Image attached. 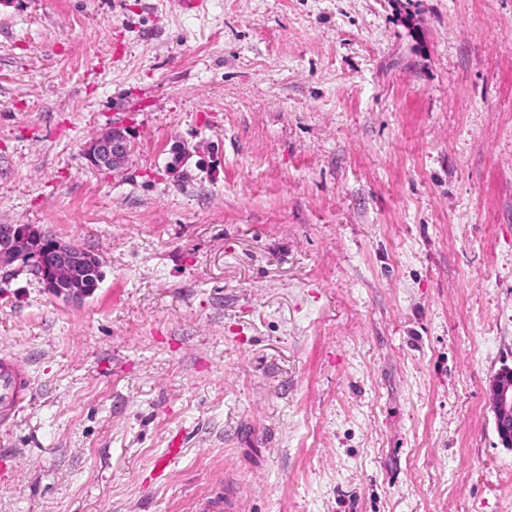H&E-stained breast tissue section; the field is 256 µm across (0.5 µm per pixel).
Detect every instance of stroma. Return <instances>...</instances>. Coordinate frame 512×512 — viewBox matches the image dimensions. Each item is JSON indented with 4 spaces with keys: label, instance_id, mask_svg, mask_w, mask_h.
Instances as JSON below:
<instances>
[{
    "label": "stroma",
    "instance_id": "stroma-1",
    "mask_svg": "<svg viewBox=\"0 0 512 512\" xmlns=\"http://www.w3.org/2000/svg\"><path fill=\"white\" fill-rule=\"evenodd\" d=\"M0 224V512H512V0H0ZM131 150L130 141L117 128L108 130L95 138L86 148L85 156L91 165L113 172L121 168ZM46 231L52 234L49 230L46 229ZM46 231L43 227L32 224H0V262L23 258L15 260L9 267L17 263L16 266L28 268L38 275L40 270L36 264L39 261L37 252L39 246L35 247V245L46 238ZM49 255L40 265L42 276L57 296L66 301H81L91 294L92 285L86 288L89 271L97 265L98 279L95 289L101 280V264L97 259L94 264L90 255L83 249L71 244H64L53 237L48 247ZM94 289V290H95ZM93 290V293L95 292ZM92 293V294H93ZM91 294V295H92ZM31 392L28 372L11 355L0 356V417L11 420L27 401ZM491 399L498 437L512 448V370L502 369L491 384Z\"/></svg>",
    "mask_w": 512,
    "mask_h": 512
}]
</instances>
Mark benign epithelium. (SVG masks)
Instances as JSON below:
<instances>
[{
  "label": "benign epithelium",
  "mask_w": 512,
  "mask_h": 512,
  "mask_svg": "<svg viewBox=\"0 0 512 512\" xmlns=\"http://www.w3.org/2000/svg\"><path fill=\"white\" fill-rule=\"evenodd\" d=\"M131 150L130 141L119 129L108 130L86 148L89 163L100 169L116 171ZM46 238L44 228L32 224H0V261H11L33 254L35 245ZM49 255L41 264L43 278L52 291L67 301H81L91 294L86 287L89 271L95 268L83 249L52 238ZM491 399L498 437L512 448V370L498 372L491 384Z\"/></svg>",
  "instance_id": "7a95c632"
}]
</instances>
